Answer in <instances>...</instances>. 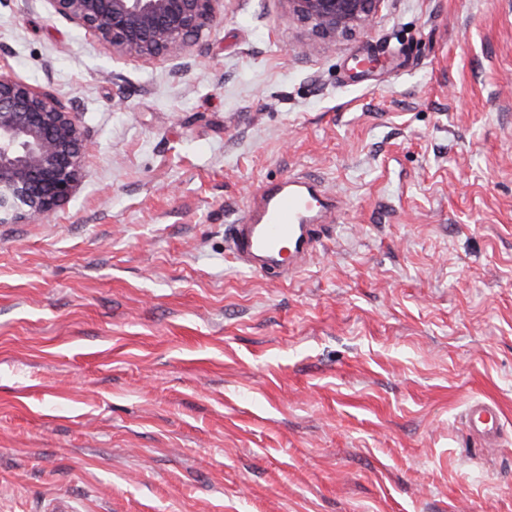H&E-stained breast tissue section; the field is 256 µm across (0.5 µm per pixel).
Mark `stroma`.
Listing matches in <instances>:
<instances>
[{
	"label": "stroma",
	"instance_id": "1",
	"mask_svg": "<svg viewBox=\"0 0 512 512\" xmlns=\"http://www.w3.org/2000/svg\"><path fill=\"white\" fill-rule=\"evenodd\" d=\"M1 73L87 142L68 203L0 224V512H512V0H384L333 40L221 0L151 60L0 0ZM292 173L333 231L297 275L239 267ZM466 424L470 435L483 448H489L502 432L501 411L495 403L474 401L468 409Z\"/></svg>",
	"mask_w": 512,
	"mask_h": 512
}]
</instances>
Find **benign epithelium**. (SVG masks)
<instances>
[{"label": "benign epithelium", "instance_id": "benign-epithelium-1", "mask_svg": "<svg viewBox=\"0 0 512 512\" xmlns=\"http://www.w3.org/2000/svg\"><path fill=\"white\" fill-rule=\"evenodd\" d=\"M60 17L112 51L149 60L181 53L217 18L221 0H50ZM289 11L334 38L369 25L384 0H285ZM85 130L55 95L0 75V223H31L75 191Z\"/></svg>", "mask_w": 512, "mask_h": 512}]
</instances>
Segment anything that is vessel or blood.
Instances as JSON below:
<instances>
[{
  "label": "vessel or blood",
  "mask_w": 512,
  "mask_h": 512,
  "mask_svg": "<svg viewBox=\"0 0 512 512\" xmlns=\"http://www.w3.org/2000/svg\"><path fill=\"white\" fill-rule=\"evenodd\" d=\"M333 209V204L322 200L313 181L287 177L267 185L234 225L231 256L247 269L280 276L298 274L328 231ZM466 424L482 447H491L502 432L501 411L495 403L475 401Z\"/></svg>",
  "instance_id": "vessel-or-blood-1"
}]
</instances>
